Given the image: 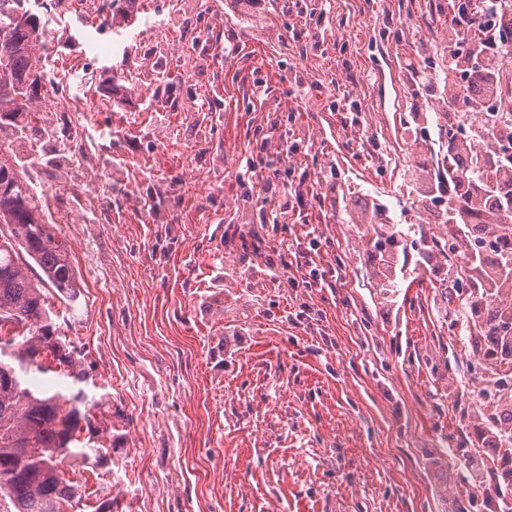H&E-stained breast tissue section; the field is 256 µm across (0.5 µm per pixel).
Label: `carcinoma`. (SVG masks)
I'll list each match as a JSON object with an SVG mask.
<instances>
[{
	"label": "carcinoma",
	"instance_id": "obj_1",
	"mask_svg": "<svg viewBox=\"0 0 512 512\" xmlns=\"http://www.w3.org/2000/svg\"><path fill=\"white\" fill-rule=\"evenodd\" d=\"M131 0H102L103 20L127 17ZM32 0H0V133L20 139L31 128L48 81L40 63L46 25L24 28L16 13ZM0 331L22 330L0 340V500L14 512H61L82 501V486L66 478L69 458H107L114 444L81 438L91 426L89 372L77 347L58 334L46 289L73 305L81 294L66 243L52 231L37 191L27 177L26 161L12 145L0 143ZM36 264L40 273L30 277ZM64 379L55 389L39 375Z\"/></svg>",
	"mask_w": 512,
	"mask_h": 512
}]
</instances>
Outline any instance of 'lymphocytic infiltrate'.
I'll return each mask as SVG.
<instances>
[{
    "label": "lymphocytic infiltrate",
    "instance_id": "lymphocytic-infiltrate-1",
    "mask_svg": "<svg viewBox=\"0 0 512 512\" xmlns=\"http://www.w3.org/2000/svg\"><path fill=\"white\" fill-rule=\"evenodd\" d=\"M512 40V0H482L472 10L454 13L443 43L449 51L452 72L465 75V86H448L445 102L449 113H456L459 104L479 106L482 99L501 91L499 77L491 75L481 64L482 59L499 55ZM494 181L475 175L471 167L462 173L469 181L470 195H456L452 171L426 170L420 179L422 197L438 195L447 199L448 214L461 244L483 238L495 231L492 258L468 252L466 271L475 283V291L458 306L459 316L473 320L478 306L492 308L498 320L493 330L494 341L487 343L491 363L487 383L492 387L487 405L477 428L487 450L475 451L465 460L471 485L484 501L496 505L498 512H512V501L507 498L512 488V427L503 420L512 413V394L505 392L503 381L512 372V157L492 154ZM260 174L265 193L295 201L299 210L312 209L313 202L305 196H292L286 184L280 183L279 171L270 162L247 159L238 178ZM318 237L298 239L288 245L297 268L303 269V278H283L280 269L271 265L266 275L273 282L287 281L289 287L328 288L332 285L335 269L316 263L314 253L319 248Z\"/></svg>",
    "mask_w": 512,
    "mask_h": 512
}]
</instances>
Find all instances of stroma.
<instances>
[{"label": "stroma", "mask_w": 512, "mask_h": 512, "mask_svg": "<svg viewBox=\"0 0 512 512\" xmlns=\"http://www.w3.org/2000/svg\"><path fill=\"white\" fill-rule=\"evenodd\" d=\"M257 11L262 37L237 0H135L131 21L109 26L92 9L64 13L48 43L77 69L80 108L34 126L46 151L27 175L46 194L95 185L90 223L54 227L82 285L79 311L55 309L104 404L92 425L118 448L105 465L66 461L85 490L66 512H96L116 480L134 512H486L464 465L484 369L467 367L453 333L455 278L427 267L448 263L422 245L446 214L408 177L414 116L443 89L432 72L448 69L453 0ZM301 30L315 39L297 42ZM160 75L172 95L144 100L140 82ZM284 135L316 175L302 190L321 205L305 219L236 178ZM378 207L412 229L392 299L355 226ZM310 231L335 288L267 279L280 244ZM303 302L322 312L314 329L289 318Z\"/></svg>", "instance_id": "stroma-1"}]
</instances>
